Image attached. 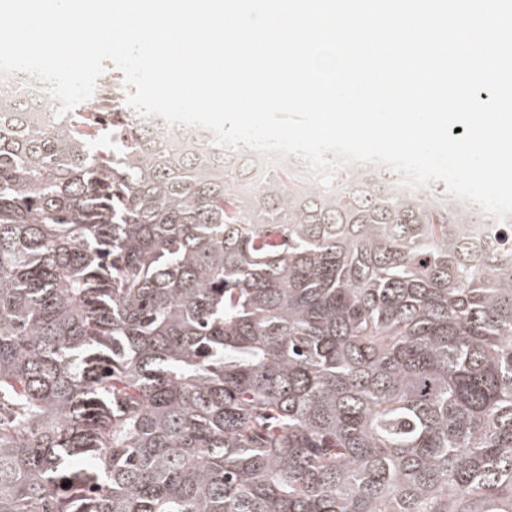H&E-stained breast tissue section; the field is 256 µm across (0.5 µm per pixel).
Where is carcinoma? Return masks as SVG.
<instances>
[{
	"label": "carcinoma",
	"instance_id": "obj_1",
	"mask_svg": "<svg viewBox=\"0 0 512 512\" xmlns=\"http://www.w3.org/2000/svg\"><path fill=\"white\" fill-rule=\"evenodd\" d=\"M128 94L0 88V512H512V215Z\"/></svg>",
	"mask_w": 512,
	"mask_h": 512
}]
</instances>
